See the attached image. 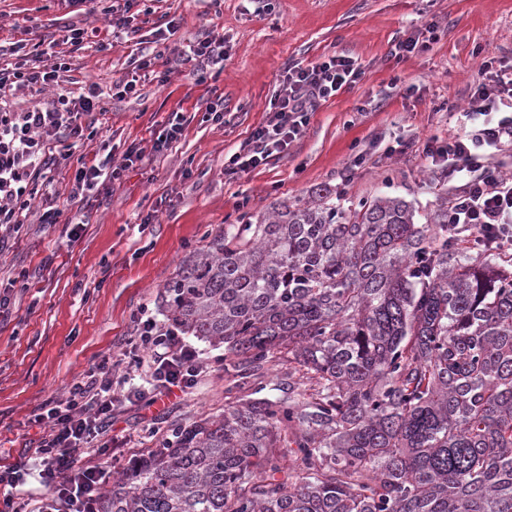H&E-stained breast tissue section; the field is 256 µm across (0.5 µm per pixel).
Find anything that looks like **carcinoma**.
<instances>
[{
	"mask_svg": "<svg viewBox=\"0 0 512 512\" xmlns=\"http://www.w3.org/2000/svg\"><path fill=\"white\" fill-rule=\"evenodd\" d=\"M336 200L322 185L181 262L167 321L224 345V416L93 512H512V270L448 240L446 206Z\"/></svg>",
	"mask_w": 512,
	"mask_h": 512,
	"instance_id": "cac0c4a2",
	"label": "carcinoma"
}]
</instances>
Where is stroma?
Here are the masks:
<instances>
[{
	"label": "stroma",
	"instance_id": "35a3bbf8",
	"mask_svg": "<svg viewBox=\"0 0 512 512\" xmlns=\"http://www.w3.org/2000/svg\"><path fill=\"white\" fill-rule=\"evenodd\" d=\"M113 0L84 9L74 0H0V45L16 47L12 63L36 51L41 35L99 29L101 50L68 60L58 91L106 90L104 114L86 116L88 139L62 142L72 159L122 157L131 144L144 153L120 180L100 186L84 212L78 240L63 224H23L0 253V291L11 299L0 321V465L35 447L32 419L43 402L65 395L70 383L103 354L123 375L134 317L147 308L158 325L163 287L189 253L230 224L271 205L335 186L343 204L375 196L399 197L420 213L447 203L454 185L423 154L433 136L463 131L469 80L484 56L512 60V0H132L127 35L109 39ZM433 40L403 60L390 58L395 39L425 23ZM223 39V65L197 81L178 47L198 35ZM155 56L167 82L140 80L137 94L110 95L140 51ZM360 64L361 80L314 112L287 156L230 173L224 159L237 152L283 89L288 63L309 64L331 54ZM224 95V122L207 121L206 103ZM187 123L172 150L152 144L171 113ZM404 152L386 154L396 142ZM210 369L188 394L150 407L123 403L108 431L119 447L107 467L121 472L159 447L173 426L224 412V349L199 341Z\"/></svg>",
	"mask_w": 512,
	"mask_h": 512
}]
</instances>
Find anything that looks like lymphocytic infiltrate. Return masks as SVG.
<instances>
[{
  "label": "lymphocytic infiltrate",
  "instance_id": "1",
  "mask_svg": "<svg viewBox=\"0 0 512 512\" xmlns=\"http://www.w3.org/2000/svg\"><path fill=\"white\" fill-rule=\"evenodd\" d=\"M63 62L45 63L34 56L28 71L0 68V251L10 246V233L25 223L36 184L58 165V142L83 140V116L100 105L97 87L20 111L12 100L22 89L56 82ZM358 63L348 56L327 55L320 61L285 70L283 92L271 99L263 123L257 126L226 162L235 173L265 164L289 146L308 125L313 112L351 88L361 78ZM465 113L471 129L429 139L423 153L432 166L447 168L464 184L448 205V231L469 233L484 246L512 248V178L503 174L492 157L512 142V64L495 56L484 57L470 86ZM142 150L129 146L121 161L94 158L77 167L68 192L70 202L91 205L98 185L119 180L140 160ZM132 356L126 374L145 372L148 388L130 389L128 396L155 403L173 393H188L208 365L199 352L176 332L158 327L153 319L141 321L130 339ZM112 358L102 355L89 372L70 384L65 397L49 398L35 421L43 425L36 453L46 492L31 510H24L12 494L28 471L24 460L0 465V512H92L102 491L100 464L76 468V455L89 439L103 436L112 425L119 403L113 389Z\"/></svg>",
  "mask_w": 512,
  "mask_h": 512
}]
</instances>
